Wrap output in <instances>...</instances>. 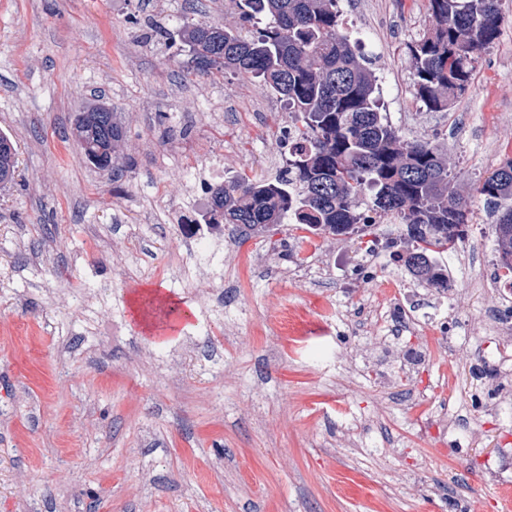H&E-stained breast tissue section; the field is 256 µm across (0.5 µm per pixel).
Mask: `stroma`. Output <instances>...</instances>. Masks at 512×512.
Here are the masks:
<instances>
[{"label":"stroma","mask_w":512,"mask_h":512,"mask_svg":"<svg viewBox=\"0 0 512 512\" xmlns=\"http://www.w3.org/2000/svg\"><path fill=\"white\" fill-rule=\"evenodd\" d=\"M374 58L381 112L448 158L493 239L478 186L512 159V0L500 37L448 110L427 111L407 45L427 0H340ZM237 26L233 0H0V132L15 141L0 187V512H501L484 467L512 448V411L470 377L478 353L399 319H371L398 263L365 268L357 236H317L330 270L294 279L309 233L284 223L242 236L231 224L198 258L184 248L195 170L273 179L290 121L257 80L196 71L186 25ZM102 103L123 130L114 171L73 141L76 115ZM495 154H488L487 139ZM422 312L478 322L498 296L465 289ZM190 322L159 335L135 309L152 291ZM345 311L319 336L326 308ZM428 344L405 370L385 345ZM471 405L473 435L440 434L441 406Z\"/></svg>","instance_id":"stroma-1"}]
</instances>
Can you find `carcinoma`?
<instances>
[{"instance_id":"cac0c4a2","label":"carcinoma","mask_w":512,"mask_h":512,"mask_svg":"<svg viewBox=\"0 0 512 512\" xmlns=\"http://www.w3.org/2000/svg\"><path fill=\"white\" fill-rule=\"evenodd\" d=\"M427 29L408 47L416 95L429 111L448 109L471 84L476 53L499 35L498 0H427ZM243 27L186 25L182 41L199 69L258 80L288 104L298 139L286 173L275 180L209 186L208 224L262 234L289 217L315 235L359 230L363 195L370 211L405 227L398 259L433 288L448 287L437 256L455 250L467 206L451 189L448 161L429 141L404 138L381 115L377 79L344 27L337 0H235ZM99 113H78L74 141L94 166L112 169L123 131ZM17 172L16 147L0 133V183ZM493 214L499 264L512 276V160L479 187Z\"/></svg>"}]
</instances>
